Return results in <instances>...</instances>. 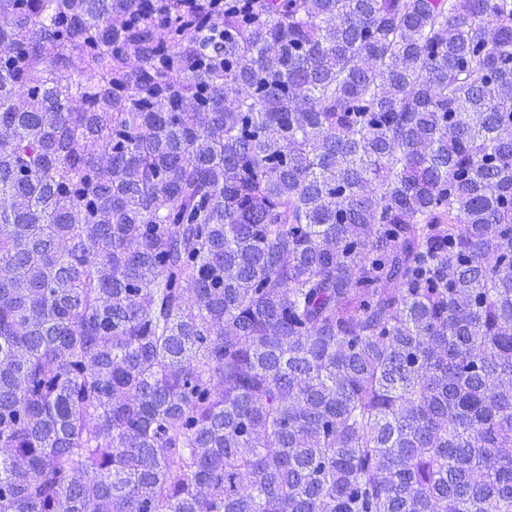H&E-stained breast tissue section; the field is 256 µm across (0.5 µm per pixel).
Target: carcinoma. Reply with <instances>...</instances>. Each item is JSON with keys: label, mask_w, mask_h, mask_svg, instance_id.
Listing matches in <instances>:
<instances>
[{"label": "carcinoma", "mask_w": 512, "mask_h": 512, "mask_svg": "<svg viewBox=\"0 0 512 512\" xmlns=\"http://www.w3.org/2000/svg\"><path fill=\"white\" fill-rule=\"evenodd\" d=\"M0 14V512H512V0Z\"/></svg>", "instance_id": "cac0c4a2"}]
</instances>
